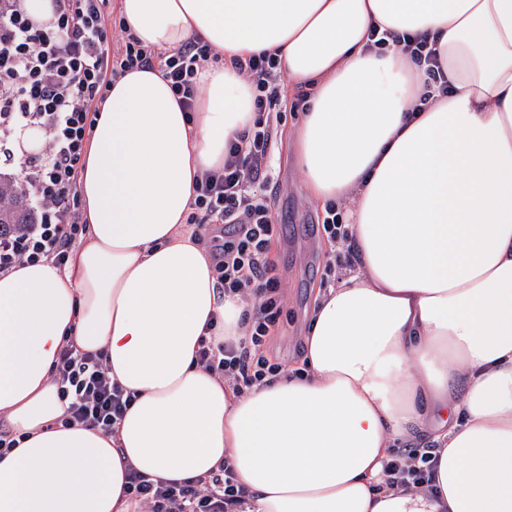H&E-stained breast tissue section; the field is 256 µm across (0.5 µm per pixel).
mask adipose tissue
<instances>
[{"label": "adipose tissue", "instance_id": "ef3b65f1", "mask_svg": "<svg viewBox=\"0 0 512 512\" xmlns=\"http://www.w3.org/2000/svg\"><path fill=\"white\" fill-rule=\"evenodd\" d=\"M142 44L195 38L222 60L187 124L158 70L113 84L79 184L87 219L64 269L0 276V512H143L136 470L201 478L230 463L246 512H512V0H120ZM428 35L447 91L402 45ZM277 54L311 93L292 133L311 198L343 206L359 265L320 292L300 361L239 391L198 364L210 319L231 339L186 224L195 180L254 119L233 66ZM108 355L137 395L116 436L63 427V344ZM436 443L431 487L386 482L388 450Z\"/></svg>", "mask_w": 512, "mask_h": 512}]
</instances>
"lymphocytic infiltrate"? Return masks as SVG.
I'll use <instances>...</instances> for the list:
<instances>
[{
    "label": "lymphocytic infiltrate",
    "instance_id": "f902f5d3",
    "mask_svg": "<svg viewBox=\"0 0 512 512\" xmlns=\"http://www.w3.org/2000/svg\"><path fill=\"white\" fill-rule=\"evenodd\" d=\"M16 2L0 0V132L39 129L43 148L36 157L25 151L12 155L14 177L35 221L0 225L1 276L25 263L64 268L81 244L86 232L78 190L83 154L113 83L135 68L159 69L180 109L191 115L202 71L220 59L199 39L166 52L143 45L109 13L110 0H51L52 17L40 28ZM237 67L254 86L255 118L228 144L223 169L197 179L187 222L210 249L220 298L236 297L252 306L244 337L227 343L204 340L197 352L198 364L241 391L272 383L283 369L264 354L284 302L281 278L269 258L283 227L269 197L255 189L283 119L277 109L283 73L272 53L251 56ZM319 222L327 240L338 246L322 267L328 284L335 282L337 270L351 266L353 251L336 204L323 207ZM53 380L66 427L116 435L135 399L113 380L105 353L86 354L69 344L59 353ZM432 455L428 445L391 453L385 465L391 484L414 488L431 482ZM125 492L143 504L144 512H244L245 496L227 465L209 478L180 482L132 472Z\"/></svg>",
    "mask_w": 512,
    "mask_h": 512
}]
</instances>
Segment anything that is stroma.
Segmentation results:
<instances>
[{
  "label": "stroma",
  "instance_id": "35a3bbf8",
  "mask_svg": "<svg viewBox=\"0 0 512 512\" xmlns=\"http://www.w3.org/2000/svg\"><path fill=\"white\" fill-rule=\"evenodd\" d=\"M268 175L276 195V213L287 228L270 251L281 273L284 304L269 346L279 362L291 368L298 360L305 315L320 286L316 267L331 246L315 230L313 217L318 207L308 198L293 151L287 150L283 143L274 145Z\"/></svg>",
  "mask_w": 512,
  "mask_h": 512
}]
</instances>
